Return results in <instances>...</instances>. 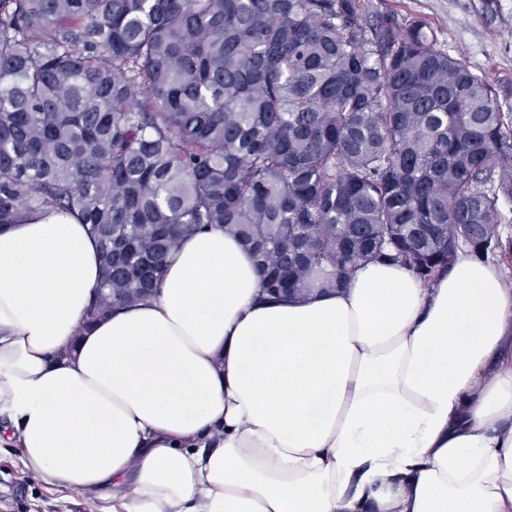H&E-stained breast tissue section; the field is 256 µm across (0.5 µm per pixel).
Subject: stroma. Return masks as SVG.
<instances>
[{
  "instance_id": "obj_1",
  "label": "stroma",
  "mask_w": 512,
  "mask_h": 512,
  "mask_svg": "<svg viewBox=\"0 0 512 512\" xmlns=\"http://www.w3.org/2000/svg\"><path fill=\"white\" fill-rule=\"evenodd\" d=\"M374 11L420 17L449 55L501 90L503 110L512 109V0H368ZM0 512H112V493L96 499L34 479L13 448L0 450Z\"/></svg>"
}]
</instances>
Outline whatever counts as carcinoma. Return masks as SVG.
Segmentation results:
<instances>
[{"label":"carcinoma","instance_id":"carcinoma-1","mask_svg":"<svg viewBox=\"0 0 512 512\" xmlns=\"http://www.w3.org/2000/svg\"><path fill=\"white\" fill-rule=\"evenodd\" d=\"M90 225L87 319L183 237L240 238L263 297L512 253V112L422 18L364 0H0V226Z\"/></svg>","mask_w":512,"mask_h":512}]
</instances>
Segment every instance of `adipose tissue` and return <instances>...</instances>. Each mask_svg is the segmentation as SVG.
I'll return each instance as SVG.
<instances>
[{"label": "adipose tissue", "instance_id": "adipose-tissue-1", "mask_svg": "<svg viewBox=\"0 0 512 512\" xmlns=\"http://www.w3.org/2000/svg\"><path fill=\"white\" fill-rule=\"evenodd\" d=\"M88 225L0 229V436L112 512H512V288L458 254L424 286L359 266L265 299L222 226L145 300L88 321Z\"/></svg>", "mask_w": 512, "mask_h": 512}]
</instances>
